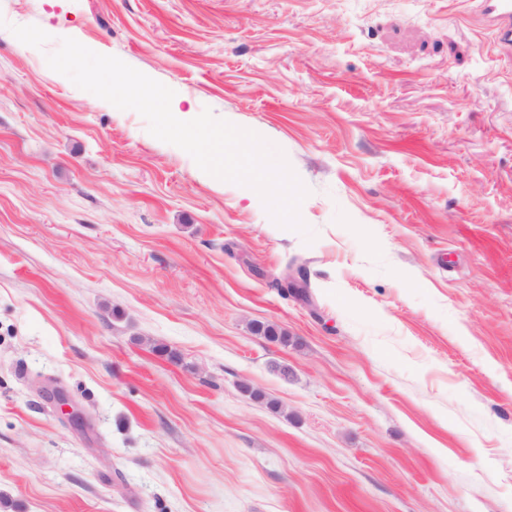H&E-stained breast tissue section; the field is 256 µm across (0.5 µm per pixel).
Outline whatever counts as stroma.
I'll return each instance as SVG.
<instances>
[{
	"mask_svg": "<svg viewBox=\"0 0 512 512\" xmlns=\"http://www.w3.org/2000/svg\"><path fill=\"white\" fill-rule=\"evenodd\" d=\"M64 37L279 147L309 234L51 70ZM0 512H512L475 0H0Z\"/></svg>",
	"mask_w": 512,
	"mask_h": 512,
	"instance_id": "1",
	"label": "stroma"
}]
</instances>
